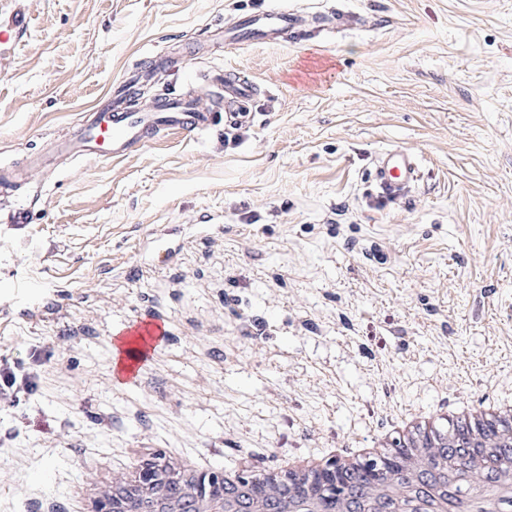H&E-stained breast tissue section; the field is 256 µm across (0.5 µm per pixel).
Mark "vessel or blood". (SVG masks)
<instances>
[{"instance_id":"vessel-or-blood-1","label":"vessel or blood","mask_w":512,"mask_h":512,"mask_svg":"<svg viewBox=\"0 0 512 512\" xmlns=\"http://www.w3.org/2000/svg\"><path fill=\"white\" fill-rule=\"evenodd\" d=\"M304 34L302 21L293 10L279 5L251 13L237 25L227 28L225 39L232 44L298 39ZM224 99V112L232 123L248 118L249 103L256 91L251 81L216 73L211 78ZM132 82H123L113 102L99 107L86 120L76 137L54 144L57 153L75 157H105L114 161L133 153L147 135H159L170 128L202 134L213 123L214 115L192 107L183 97L165 96L154 112H136L130 105ZM420 178L416 157L396 148L382 153L375 164L373 179L383 194L402 195ZM126 358L128 373L145 359L155 344L167 336L164 323L147 322L128 328Z\"/></svg>"}]
</instances>
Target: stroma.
Listing matches in <instances>:
<instances>
[{
	"mask_svg": "<svg viewBox=\"0 0 512 512\" xmlns=\"http://www.w3.org/2000/svg\"><path fill=\"white\" fill-rule=\"evenodd\" d=\"M278 3L303 40L229 45ZM0 168L70 138L149 57L133 106L215 112L128 159L55 155L0 195V512H75L131 448L216 466L358 440L443 398L512 397V0H0ZM258 90L218 116L206 75ZM399 147L421 177L369 181ZM33 202L11 224L17 201ZM166 342L120 383L118 329Z\"/></svg>",
	"mask_w": 512,
	"mask_h": 512,
	"instance_id": "35a3bbf8",
	"label": "stroma"
}]
</instances>
